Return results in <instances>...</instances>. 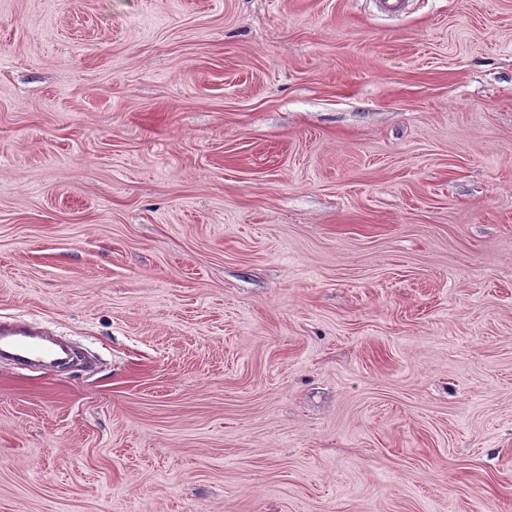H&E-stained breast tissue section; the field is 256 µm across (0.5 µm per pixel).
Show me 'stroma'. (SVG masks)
Segmentation results:
<instances>
[{
	"mask_svg": "<svg viewBox=\"0 0 512 512\" xmlns=\"http://www.w3.org/2000/svg\"><path fill=\"white\" fill-rule=\"evenodd\" d=\"M0 512H512V0H0ZM43 329L32 330L19 321L9 324L0 323V352L4 349L13 351L14 356L21 362L39 360L54 354L51 346L35 342L33 336H48Z\"/></svg>",
	"mask_w": 512,
	"mask_h": 512,
	"instance_id": "35a3bbf8",
	"label": "stroma"
}]
</instances>
